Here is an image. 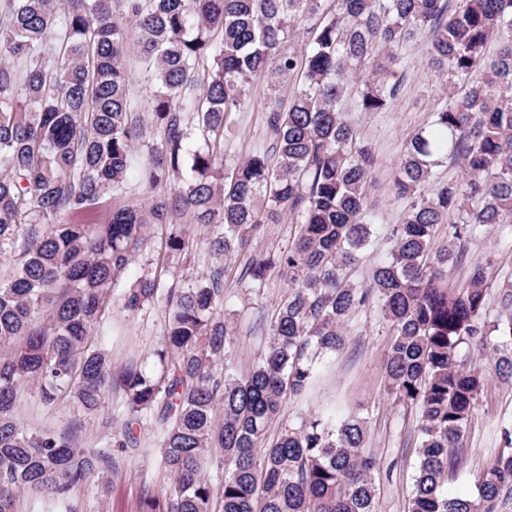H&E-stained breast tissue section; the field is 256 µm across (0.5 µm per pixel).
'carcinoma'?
<instances>
[{
	"label": "carcinoma",
	"instance_id": "carcinoma-1",
	"mask_svg": "<svg viewBox=\"0 0 512 512\" xmlns=\"http://www.w3.org/2000/svg\"><path fill=\"white\" fill-rule=\"evenodd\" d=\"M423 32L426 65L450 78L447 100L392 174L410 206L363 285L351 271L375 234L373 154L349 114L389 108L397 52ZM132 54L144 98L129 89ZM292 75L288 107L267 111L269 145L224 163V133L248 110L251 84ZM450 161L461 179L438 178ZM170 177L181 182L160 191ZM130 192L141 200L103 224L63 220ZM285 220L298 225L287 248L250 250ZM184 223L217 227L211 252L243 256L251 288L274 273L288 293L259 361L237 373L224 368L235 338L224 266L166 289L149 271L123 292L129 312L158 298L167 308L161 370L124 372L127 421L154 424L173 477L139 512H377L364 418L328 406L280 422L371 304L392 336L387 388L420 415L407 512H502L511 424L476 495L450 497L445 485L484 388L461 348L485 352L512 381V289L489 322L488 262L470 264L456 289L448 266L462 241L512 224V0H0V263L21 253L0 279V512H17L21 491L76 512L73 495L112 469V453L81 448L73 429L26 428L20 392L35 386L47 407L104 406L112 356L92 337L112 283L152 226L167 228L163 261L187 252ZM213 462L224 471L217 488Z\"/></svg>",
	"mask_w": 512,
	"mask_h": 512
}]
</instances>
